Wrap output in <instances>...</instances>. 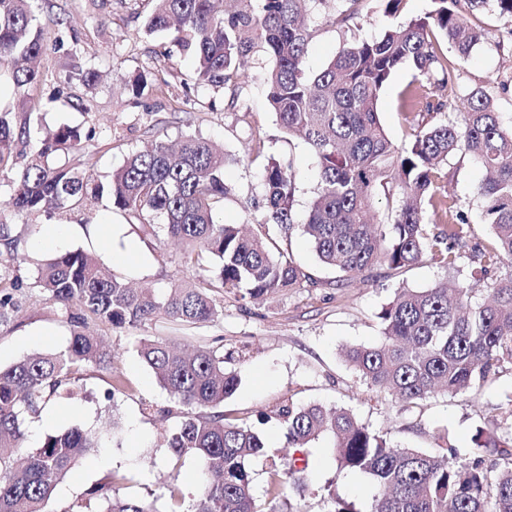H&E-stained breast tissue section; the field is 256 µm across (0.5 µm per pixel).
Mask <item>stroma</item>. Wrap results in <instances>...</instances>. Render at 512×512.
Returning <instances> with one entry per match:
<instances>
[{"mask_svg":"<svg viewBox=\"0 0 512 512\" xmlns=\"http://www.w3.org/2000/svg\"><path fill=\"white\" fill-rule=\"evenodd\" d=\"M431 7V0H405L400 16L394 18L385 13L382 0H364L349 34L374 40L396 19L424 15ZM153 8V0H38L48 49L37 63L39 81L10 91L12 99L27 101L26 108L13 111L15 126L25 127L26 133L12 143L7 161L0 164V221L10 224L19 237L16 251L6 262L22 284L14 293L17 311L9 322H0L1 366L34 352L61 350L70 336L65 311L30 286L35 262L53 255L40 245L47 225H65L67 234L60 245L64 251L80 248L106 261L112 249L130 248V261L114 271L134 281L166 288L197 278L177 242L142 235L119 217L105 224L108 202L52 214H17L8 208L9 181L29 162L45 126L66 124L92 133L90 148L76 161L92 179L103 183L132 150L155 140L174 142L200 134L233 158L224 169L230 194L217 214L219 222L240 224L257 218L254 204L264 194L263 168L271 158L291 167L295 176L296 221H303L309 210L319 182L318 169L308 145L285 135L268 106L261 76L263 58H253L250 71L238 83L218 91L204 85L186 91V83L193 80L194 62L167 37L144 33L143 20ZM468 22L485 38L467 59L456 61L447 94L460 102L471 89H485L504 127H511L512 26L489 6L470 12ZM308 24L312 39L305 66L315 73L333 59L349 34L332 23L325 8L311 15ZM74 65L95 69L97 81L89 87L76 81L60 88V75ZM417 76L411 66L401 67L380 96L381 123L399 147L408 144L422 122L442 119L436 112L427 115L402 108V93ZM258 139L264 147L255 155L251 148ZM444 170L447 188L469 222L474 241L487 242L491 230L475 194L484 178L482 166L460 152L449 158ZM278 245L319 280V287L294 288L255 303L241 301L227 290L216 296L224 308L222 316L196 328L164 319L123 329L94 324V332L111 343L112 367L122 373L127 389L107 399L106 373L88 369L81 389L47 405L44 413L52 418L49 425L26 424L25 446L31 450L45 436L75 426L102 434L99 448L79 458L70 477L58 487L50 503L52 512L86 503L87 490L111 470L126 476L120 494L156 500L159 512H164L169 472L165 435L173 422L159 415L160 409L169 406V395L136 353L139 340L149 336L222 351L226 368L239 371L242 377L238 391L224 403L225 415L258 424L274 451L285 444V428L275 414L287 403L345 406L392 443L434 453L451 446L463 460L470 457L476 430L487 420L496 419L498 433L512 431L511 368L479 388L441 395L413 407L372 389L341 354L345 346L380 340L378 314L397 288L472 282L477 264L471 254H464L453 268L426 258L401 272L379 268L369 282L340 287L334 273L318 265L301 231L279 239ZM116 420L121 432L114 441L105 430ZM443 428L448 431L444 439L439 436ZM330 480L335 481L340 497L354 502L358 512H367L376 487L362 474L338 472L326 439L311 445L307 490L304 497L294 499L296 512H324V486Z\"/></svg>","mask_w":512,"mask_h":512,"instance_id":"35a3bbf8","label":"stroma"}]
</instances>
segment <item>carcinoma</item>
Returning <instances> with one entry per match:
<instances>
[{"label":"carcinoma","instance_id":"obj_1","mask_svg":"<svg viewBox=\"0 0 512 512\" xmlns=\"http://www.w3.org/2000/svg\"><path fill=\"white\" fill-rule=\"evenodd\" d=\"M470 11L487 0H431L423 16L389 27L372 41L344 43L317 74L304 67L310 32L304 17L328 0H231L222 10L216 0H156L146 18L149 33L166 32L193 57L196 81L222 89L243 77L253 49L268 61L263 79L267 100L283 133L299 134L319 169L316 196L302 224L320 265L344 281L367 282L374 270H401L429 256L453 266L471 238L470 224L456 201L437 193L448 174L441 167L458 151L472 155L487 177L477 187L491 226L488 245L478 249L489 266L502 268L488 300L473 301L477 283L448 290L439 282L417 290L402 288L378 314L382 341L346 349L349 366L372 388L397 402L418 405L440 394L457 395L496 378L512 365V129L501 126L490 96L482 89L467 94L465 111L443 91L455 71L453 49L467 58L484 34L471 27L459 2ZM37 0H0V67L12 68L20 86L39 77L20 68L45 51ZM334 23L352 30L362 0H339ZM424 78L403 93L402 105L421 104L448 119L426 123L406 146L388 138L379 118L382 90L403 65ZM10 112H0V163L15 138ZM91 135L60 126L45 132L31 162L11 181L9 205L17 213L80 208L108 197L111 213L156 234L147 217H163L161 230L186 247L187 261L199 270V283L171 288L134 289L82 249L37 265L32 287L66 309L70 337L54 353H34L0 367V512H46L55 488L78 459L98 447V436L75 427L49 434L32 452L25 450L23 424L41 418L46 404L66 392L73 395L87 367L111 364L112 350L100 336L86 332L91 320L122 328L157 317L199 327L214 322L223 307L213 298L234 289L243 300L284 292L314 278L275 253L270 226L294 228L295 179L271 158L265 166L262 230L245 233L236 224H219L216 206L224 202V167L233 158L211 140L185 137L177 147L158 141L130 153L106 185L75 165L56 166L59 153H82ZM395 203L389 223L370 224L374 197ZM432 209L446 224L426 221ZM138 356L153 370L178 417L165 445L173 467L192 458L204 484L190 510L181 509L177 488L170 487L167 512H285L290 494L306 487L308 445L332 440L337 470L369 476L378 489L369 512H512V435L481 428L475 457L456 458V449L437 455L393 445L341 406L284 405L288 453L271 461L266 474L267 502L253 497L248 462L267 455L259 430L242 419H229L220 406L241 384L224 367V355L208 346L190 354L166 340L143 338ZM118 474L109 472L88 495L102 501L101 512H157L146 500L113 494ZM327 486V512H355Z\"/></svg>","mask_w":512,"mask_h":512}]
</instances>
